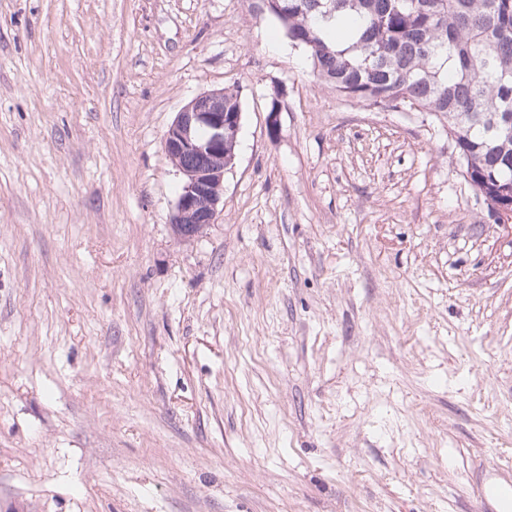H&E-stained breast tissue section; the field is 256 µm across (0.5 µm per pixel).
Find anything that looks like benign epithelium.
I'll return each mask as SVG.
<instances>
[{"label":"benign epithelium","mask_w":512,"mask_h":512,"mask_svg":"<svg viewBox=\"0 0 512 512\" xmlns=\"http://www.w3.org/2000/svg\"><path fill=\"white\" fill-rule=\"evenodd\" d=\"M241 113L224 111V91L214 90L187 102L163 137L165 153L182 175L183 185L170 223L181 238L195 235L191 225L215 222L221 203L224 163L187 168L178 164L185 153L224 157V128L240 129Z\"/></svg>","instance_id":"1"}]
</instances>
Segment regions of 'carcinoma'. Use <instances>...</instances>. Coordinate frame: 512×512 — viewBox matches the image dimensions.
<instances>
[{"label": "carcinoma", "instance_id": "cac0c4a2", "mask_svg": "<svg viewBox=\"0 0 512 512\" xmlns=\"http://www.w3.org/2000/svg\"><path fill=\"white\" fill-rule=\"evenodd\" d=\"M278 21L319 80L379 109L427 112L475 191L512 204V0H284ZM351 15L352 40L330 29Z\"/></svg>", "mask_w": 512, "mask_h": 512}]
</instances>
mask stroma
<instances>
[{
    "instance_id": "obj_1",
    "label": "stroma",
    "mask_w": 512,
    "mask_h": 512,
    "mask_svg": "<svg viewBox=\"0 0 512 512\" xmlns=\"http://www.w3.org/2000/svg\"><path fill=\"white\" fill-rule=\"evenodd\" d=\"M237 90L214 224L163 150ZM512 230L427 113L254 0H0V512H497Z\"/></svg>"
}]
</instances>
